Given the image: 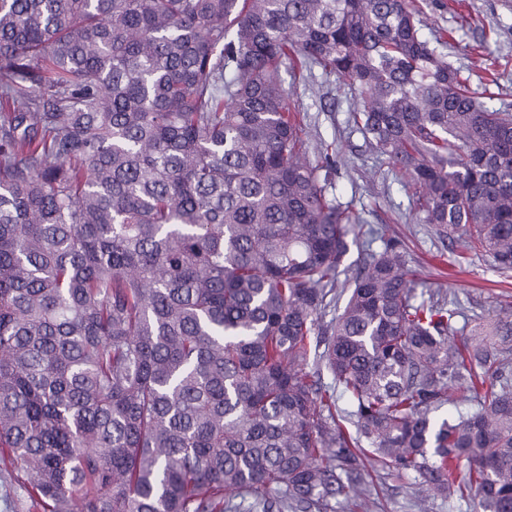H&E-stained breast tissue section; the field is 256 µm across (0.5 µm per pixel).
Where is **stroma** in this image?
Segmentation results:
<instances>
[{"label":"stroma","mask_w":512,"mask_h":512,"mask_svg":"<svg viewBox=\"0 0 512 512\" xmlns=\"http://www.w3.org/2000/svg\"><path fill=\"white\" fill-rule=\"evenodd\" d=\"M424 32L450 30L448 60L470 77V84L492 106L512 112V0H416ZM290 103L307 115L312 128L310 157L323 159L322 147L336 146L332 192L350 203L362 223L351 233L365 240L369 229L400 240L409 265L418 274V290L456 299L467 316L487 313L496 302L512 297V273L495 272L489 257L470 256L465 268L455 264L456 243L438 237L420 223L408 178L392 170L366 144L350 120L354 94L335 79L313 72L295 82L283 72ZM371 506L368 512H472L468 501L421 502L411 478L378 464L368 467Z\"/></svg>","instance_id":"35a3bbf8"}]
</instances>
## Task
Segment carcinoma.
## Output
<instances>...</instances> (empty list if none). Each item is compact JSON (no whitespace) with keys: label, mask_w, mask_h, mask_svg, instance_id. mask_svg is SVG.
<instances>
[{"label":"carcinoma","mask_w":512,"mask_h":512,"mask_svg":"<svg viewBox=\"0 0 512 512\" xmlns=\"http://www.w3.org/2000/svg\"><path fill=\"white\" fill-rule=\"evenodd\" d=\"M419 14L0 0V480L27 508L329 512L376 457L512 512V306L463 335L394 239L340 281L361 218L328 197L281 76L356 91L419 221L512 272V113Z\"/></svg>","instance_id":"carcinoma-1"}]
</instances>
